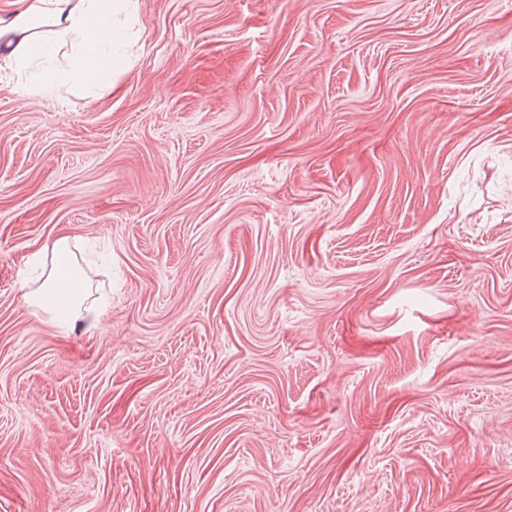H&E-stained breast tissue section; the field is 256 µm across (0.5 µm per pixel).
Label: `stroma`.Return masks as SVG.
Masks as SVG:
<instances>
[{
  "label": "stroma",
  "instance_id": "stroma-1",
  "mask_svg": "<svg viewBox=\"0 0 512 512\" xmlns=\"http://www.w3.org/2000/svg\"><path fill=\"white\" fill-rule=\"evenodd\" d=\"M0 92V512H512V0H138ZM69 236L102 332L25 301Z\"/></svg>",
  "mask_w": 512,
  "mask_h": 512
}]
</instances>
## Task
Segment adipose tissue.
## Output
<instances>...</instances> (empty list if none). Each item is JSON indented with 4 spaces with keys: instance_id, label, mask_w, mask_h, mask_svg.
Listing matches in <instances>:
<instances>
[{
    "instance_id": "1",
    "label": "adipose tissue",
    "mask_w": 512,
    "mask_h": 512,
    "mask_svg": "<svg viewBox=\"0 0 512 512\" xmlns=\"http://www.w3.org/2000/svg\"><path fill=\"white\" fill-rule=\"evenodd\" d=\"M16 4L12 14L0 16L1 65L25 71L52 54L54 42L71 43L70 53L62 54L39 80L28 87L14 86L17 94L29 89L48 94L73 80L94 85L111 64L104 48L134 20L137 11V0H16ZM30 261L47 269L38 285L21 284L33 305L65 330H97L105 309L91 300L68 237H59L51 246L34 252Z\"/></svg>"
}]
</instances>
